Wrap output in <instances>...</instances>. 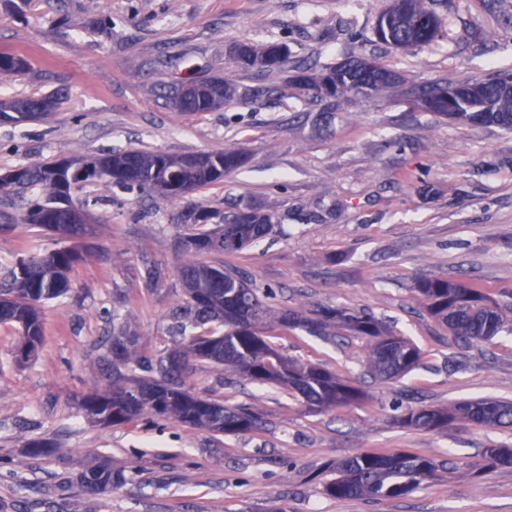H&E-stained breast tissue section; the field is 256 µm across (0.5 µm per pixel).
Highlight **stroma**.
Returning <instances> with one entry per match:
<instances>
[{
    "label": "stroma",
    "mask_w": 512,
    "mask_h": 512,
    "mask_svg": "<svg viewBox=\"0 0 512 512\" xmlns=\"http://www.w3.org/2000/svg\"><path fill=\"white\" fill-rule=\"evenodd\" d=\"M391 0H0V53L30 63L0 73V99L58 94L50 117L0 123V172L109 150H242L245 163L188 201L134 186L80 183L96 219L89 253L62 298L43 304L36 355L17 359V328L0 325V504L7 512H69L77 473L104 460L126 482L90 500L93 512H512V469L473 474L485 448L512 447V430L453 423L417 430L408 409L471 398L512 401V338L465 343L432 318L413 289L422 277L464 280L492 297L512 292V132L461 124L416 97L437 82L512 72V0H433L443 22L430 45L377 40ZM235 43H283L280 70L242 72ZM367 58L398 73L394 87L329 98L300 88L296 68ZM220 76L236 97L183 112L171 86ZM224 214L252 203L272 233L235 256L277 313L363 309L421 350L420 366L385 383L367 369L364 339L294 328L269 336L285 356L321 365L361 389L342 408L308 411L283 389L256 387L194 363L201 396L250 408L259 428L220 434L145 415L100 427L83 397L112 375L113 337L137 336L151 360L181 329L179 277L187 203ZM49 231L0 230V263L55 248ZM44 439L51 452L23 443ZM375 450L431 457L445 467L400 498L336 500L329 463Z\"/></svg>",
    "instance_id": "1"
}]
</instances>
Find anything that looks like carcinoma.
Listing matches in <instances>:
<instances>
[{"mask_svg": "<svg viewBox=\"0 0 512 512\" xmlns=\"http://www.w3.org/2000/svg\"><path fill=\"white\" fill-rule=\"evenodd\" d=\"M390 33L376 34L379 41L397 48L421 46L440 35L441 21L429 9L426 0H395L386 11ZM247 67L278 70L288 62V49L280 44L263 48L244 47ZM29 69L21 55L0 53V73L18 74ZM399 76L392 70L367 60H353L328 66L321 72L300 70L293 77L298 85L335 93L379 92L395 83ZM502 77L486 82L459 81L437 83L424 96L434 104L432 112L447 113L448 94H453L461 111L452 118L463 123L497 125L512 130V99L501 96ZM199 84L229 101L232 86L224 79L209 77ZM50 104L54 111L60 99L53 95L11 97L0 104L6 119L19 123L38 117L40 105ZM195 153L166 154L128 150L92 156L87 168L74 172L67 161L25 164L0 174V195L9 196L37 190L40 198L23 207L19 223L40 227L57 234L65 245L40 255H27L5 267L0 265V324L19 327L18 349L22 357L35 355L43 338L41 305L67 293L70 275L87 257L81 244L90 225L72 223L75 203L71 189L89 179H100L98 165L111 162L121 168L106 181L137 184L156 192L153 181L166 178L176 159ZM200 169L183 168L181 181L203 189L224 178L243 160L238 149L204 153ZM215 213L202 207L190 210L186 222L192 229L182 245L188 259L179 274L187 301L178 311L183 328L202 329L198 334L182 333L179 340L155 365L143 366L133 336L113 339L112 384L87 395L81 403L87 419L98 426L130 423L145 414L166 417L194 428L214 433L236 434L258 427V416L246 409L194 393L182 376L191 361L224 367V370L256 385H274L304 404L311 411L346 406L362 397V392L347 380L317 364L302 363L283 356L266 341L268 331L302 326L316 336L334 325L367 340V366L376 377L399 380L420 364L419 347L405 336L383 327L371 313L349 308H323L316 318L301 319L279 315L266 302L267 295L252 287L233 267L195 260L203 253L235 255L273 229L271 215L246 205L226 214L220 224H210ZM415 291L427 302L429 314L448 331L465 342H490L512 335V317L501 303L461 280L425 278L417 281ZM455 421L498 428H512V401L476 399L457 402L447 408L420 407L405 412L400 422L406 427L438 430ZM442 465L431 458L406 452H362L336 462V477L325 484V493L337 500L361 497L397 498L417 489L432 478ZM481 472L492 468H512V449L486 448L482 462L473 465ZM125 474L107 462H98L76 476V482L88 496L103 494L122 485Z\"/></svg>", "mask_w": 512, "mask_h": 512, "instance_id": "obj_1", "label": "carcinoma"}]
</instances>
